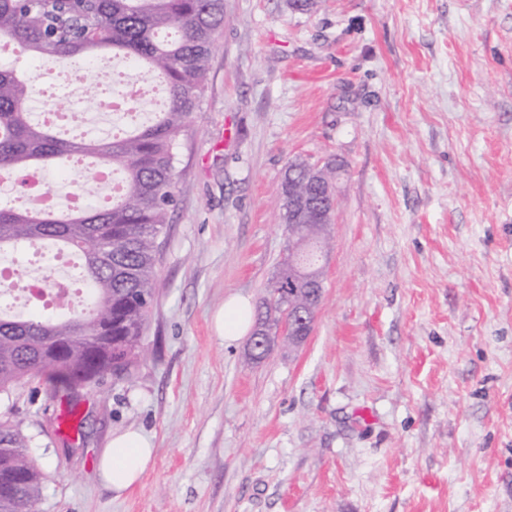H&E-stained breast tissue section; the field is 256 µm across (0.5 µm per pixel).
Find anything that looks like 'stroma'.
I'll return each mask as SVG.
<instances>
[{"label":"stroma","mask_w":512,"mask_h":512,"mask_svg":"<svg viewBox=\"0 0 512 512\" xmlns=\"http://www.w3.org/2000/svg\"><path fill=\"white\" fill-rule=\"evenodd\" d=\"M177 139L176 205L130 375L79 386L77 425L22 381L0 417L48 474L38 512H512V0H224ZM53 79L89 134L93 70ZM337 171L324 299L306 343L250 362L212 315L259 305L287 246L288 160ZM155 460L112 493L98 458ZM155 449L136 430H125L112 435V445L99 459L98 472L102 480L121 495L132 490L153 463Z\"/></svg>","instance_id":"35a3bbf8"}]
</instances>
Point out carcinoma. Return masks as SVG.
I'll list each match as a JSON object with an SVG mask.
<instances>
[{
  "label": "carcinoma",
  "mask_w": 512,
  "mask_h": 512,
  "mask_svg": "<svg viewBox=\"0 0 512 512\" xmlns=\"http://www.w3.org/2000/svg\"><path fill=\"white\" fill-rule=\"evenodd\" d=\"M224 0H0V43L28 57H52L68 68L92 64L112 51L139 70L161 77L162 112L103 138L67 137L31 112L36 88L12 64L0 61V176L36 173L54 163L74 176L85 196L79 208H17L0 201V257L49 240L79 256L78 288L84 308L65 318L23 319L0 308V395L21 380L46 381L53 393L74 383H100L107 372H129L144 358L142 330L155 298L159 237L175 203L174 148L206 85ZM110 170L119 194L101 201L93 185ZM321 179L301 161H289L283 185ZM288 243L327 234L322 224H285ZM320 302L302 287L300 273L285 271L269 286L256 322L282 308ZM112 324V340L103 339ZM67 351L51 352L54 339ZM31 438L0 419V512H36L47 474L29 452Z\"/></svg>",
  "instance_id": "1"
}]
</instances>
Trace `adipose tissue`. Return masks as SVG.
<instances>
[{"label": "adipose tissue", "mask_w": 512, "mask_h": 512, "mask_svg": "<svg viewBox=\"0 0 512 512\" xmlns=\"http://www.w3.org/2000/svg\"><path fill=\"white\" fill-rule=\"evenodd\" d=\"M253 311L242 298L225 301L215 316V327L225 343H233L245 336L252 324ZM155 450L138 431L126 430L112 436V445L99 459L98 472L114 493L132 490L151 466Z\"/></svg>", "instance_id": "adipose-tissue-1"}]
</instances>
